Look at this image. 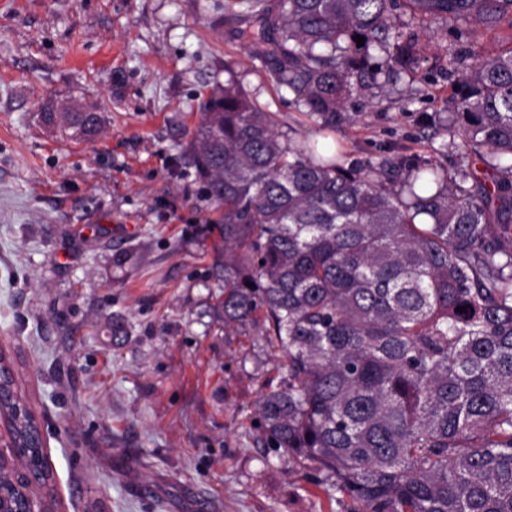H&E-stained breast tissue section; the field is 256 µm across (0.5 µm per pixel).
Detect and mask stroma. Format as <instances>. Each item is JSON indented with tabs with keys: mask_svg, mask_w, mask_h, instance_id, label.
<instances>
[{
	"mask_svg": "<svg viewBox=\"0 0 512 512\" xmlns=\"http://www.w3.org/2000/svg\"><path fill=\"white\" fill-rule=\"evenodd\" d=\"M225 0H0V352L47 430L56 512H348L310 463L257 445L265 331L214 307L224 246L184 145L232 66L280 130L315 123L270 84ZM416 82L359 105L346 164L430 153L461 68L512 48L415 27ZM104 118L90 140L46 107Z\"/></svg>",
	"mask_w": 512,
	"mask_h": 512,
	"instance_id": "stroma-1",
	"label": "stroma"
}]
</instances>
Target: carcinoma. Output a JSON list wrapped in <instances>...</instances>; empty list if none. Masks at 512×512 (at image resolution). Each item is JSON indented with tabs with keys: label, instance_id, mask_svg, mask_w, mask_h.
Segmentation results:
<instances>
[{
	"label": "carcinoma",
	"instance_id": "obj_1",
	"mask_svg": "<svg viewBox=\"0 0 512 512\" xmlns=\"http://www.w3.org/2000/svg\"><path fill=\"white\" fill-rule=\"evenodd\" d=\"M226 2L259 24L241 36L270 46V83L322 132L294 143L227 67L189 144L220 210L215 311L226 327L272 326L256 443L312 463L349 512H512V48L479 59L448 98L445 131L492 169L491 189L424 155L347 166L332 136L353 123L352 100L417 79L424 51L404 28L512 29V0ZM56 115L84 138L103 122L42 118ZM0 380L17 466L45 481L30 407L4 367ZM0 494L14 512L36 496L7 469Z\"/></svg>",
	"mask_w": 512,
	"mask_h": 512
}]
</instances>
